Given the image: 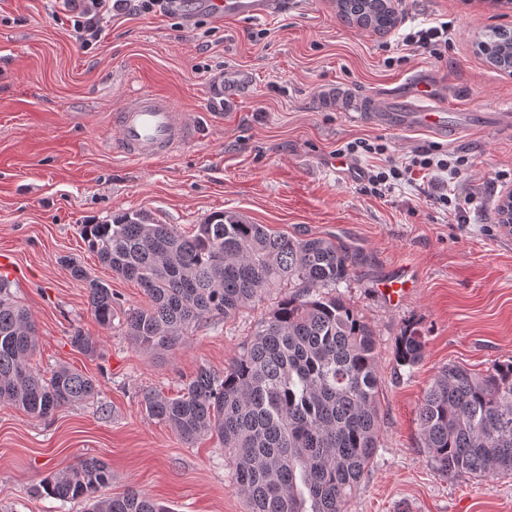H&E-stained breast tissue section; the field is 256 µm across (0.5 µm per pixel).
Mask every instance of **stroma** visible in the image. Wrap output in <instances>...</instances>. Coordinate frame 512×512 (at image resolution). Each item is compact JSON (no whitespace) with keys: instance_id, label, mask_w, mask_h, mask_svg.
<instances>
[{"instance_id":"35a3bbf8","label":"stroma","mask_w":512,"mask_h":512,"mask_svg":"<svg viewBox=\"0 0 512 512\" xmlns=\"http://www.w3.org/2000/svg\"><path fill=\"white\" fill-rule=\"evenodd\" d=\"M397 18L378 33L342 22L330 0H295L261 21L123 12L108 18L100 42L86 50L60 0H0V253L13 264L11 293L37 326L32 366L47 375L67 365L98 385L94 399L48 419L0 402V512H82V503L48 496L40 483L89 454L112 470L104 495L133 488L173 512L246 510L220 440L184 442L147 416L143 396L181 395L202 367L223 374L282 293L197 323L174 350L139 348L123 322L146 306L142 289L102 264L79 232L85 222L139 209L185 232L212 213L233 211L291 236L362 251L342 296L378 338L380 443L347 512H512V474L443 475L417 423L442 367L482 373L512 361V229L497 219L512 182V134L474 132L446 143L466 161L458 179L418 173L375 196L363 180L336 171L338 149L365 138L403 159L435 139L364 127L317 104L330 82L376 91L424 71L459 111H512V74L477 49L491 28H512V6L403 0ZM443 21L455 30L443 60L405 50L402 33ZM262 29L268 36L260 40ZM237 68L251 71L253 85L228 104L224 75ZM144 88L170 98L197 135L159 158L113 153V115ZM451 183L460 223L436 201ZM72 261L111 288V328L95 321L86 288L70 275ZM401 265L416 286L393 305L379 284ZM408 324L426 340L411 369L393 356ZM77 329L94 337L95 355L71 346Z\"/></svg>"}]
</instances>
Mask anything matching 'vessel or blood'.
I'll return each instance as SVG.
<instances>
[{"label": "vessel or blood", "mask_w": 512, "mask_h": 512, "mask_svg": "<svg viewBox=\"0 0 512 512\" xmlns=\"http://www.w3.org/2000/svg\"><path fill=\"white\" fill-rule=\"evenodd\" d=\"M197 6L219 19L254 21L286 11L288 0H198ZM251 82L248 70L235 71L224 81L225 99H238ZM318 103L322 110L343 113L359 125L422 131L442 140L456 137L461 128L457 114L450 112L447 102L435 97L423 80L407 90L386 94L328 84L322 86ZM115 127L114 151L142 159L171 154L188 140L191 131L185 115L172 101L150 89L140 91L119 108ZM412 286V280L398 270L383 281L381 293L395 305Z\"/></svg>", "instance_id": "b4317fda"}]
</instances>
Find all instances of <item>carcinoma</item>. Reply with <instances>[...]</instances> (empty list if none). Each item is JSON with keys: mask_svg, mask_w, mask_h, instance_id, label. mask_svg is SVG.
I'll return each mask as SVG.
<instances>
[{"mask_svg": "<svg viewBox=\"0 0 512 512\" xmlns=\"http://www.w3.org/2000/svg\"><path fill=\"white\" fill-rule=\"evenodd\" d=\"M345 21L375 32L395 24L390 0H336ZM495 67L512 70V30L495 27L478 41ZM88 250L118 276L136 282L149 305L124 319L127 335L150 352L170 351L204 318L238 313L274 288L278 301L224 375L201 368L175 398L148 392V417L183 441L215 435L232 458L246 512H345L379 447L376 404L378 344L371 325L338 288L362 265V254L325 238H297L218 212L186 235L140 210L83 224ZM96 322L112 328V289L73 264ZM70 343L92 355L96 340L76 329ZM36 328L0 281V401L45 419L98 393L94 380L60 366L46 377L30 364ZM424 336L406 327L394 360L421 361ZM423 447L436 469L452 476L512 472V361L484 373L443 367L418 411ZM107 464L87 456L42 481L44 492L80 501L86 512H171L129 490L104 497Z\"/></svg>", "mask_w": 512, "mask_h": 512, "instance_id": "1", "label": "carcinoma"}]
</instances>
